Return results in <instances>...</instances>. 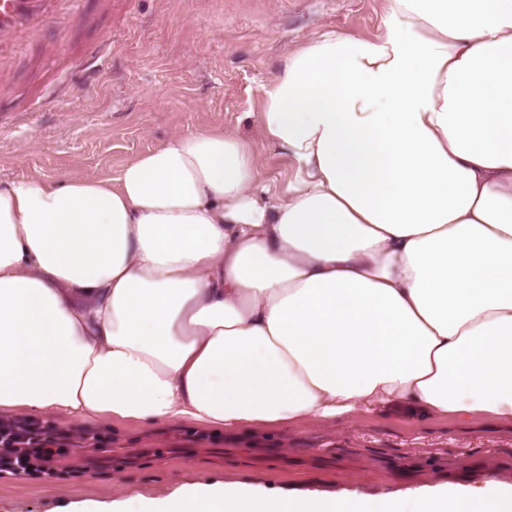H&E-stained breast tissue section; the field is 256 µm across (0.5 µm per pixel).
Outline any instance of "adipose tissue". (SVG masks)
<instances>
[{"label":"adipose tissue","mask_w":512,"mask_h":512,"mask_svg":"<svg viewBox=\"0 0 512 512\" xmlns=\"http://www.w3.org/2000/svg\"><path fill=\"white\" fill-rule=\"evenodd\" d=\"M257 124L0 182V410L227 431L512 424V0H386L289 51ZM69 512H512V492L193 484Z\"/></svg>","instance_id":"ef3b65f1"}]
</instances>
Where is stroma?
<instances>
[{"mask_svg": "<svg viewBox=\"0 0 512 512\" xmlns=\"http://www.w3.org/2000/svg\"><path fill=\"white\" fill-rule=\"evenodd\" d=\"M385 0H80L77 15L16 56L0 89V180L115 173L173 134L237 131L279 184L291 170L260 137L262 88L290 49L323 29L371 37ZM111 42L101 72L88 46ZM111 453L62 459L59 478H0V512H65L73 503L189 483L247 482L272 493L368 495L423 488L512 490V425L452 415L365 414L250 434L190 423L98 421Z\"/></svg>", "mask_w": 512, "mask_h": 512, "instance_id": "1", "label": "stroma"}]
</instances>
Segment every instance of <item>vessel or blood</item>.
I'll return each instance as SVG.
<instances>
[{"label":"vessel or blood","mask_w":512,"mask_h":512,"mask_svg":"<svg viewBox=\"0 0 512 512\" xmlns=\"http://www.w3.org/2000/svg\"><path fill=\"white\" fill-rule=\"evenodd\" d=\"M76 0H0V81L9 76V60L30 39L62 26Z\"/></svg>","instance_id":"b4317fda"}]
</instances>
